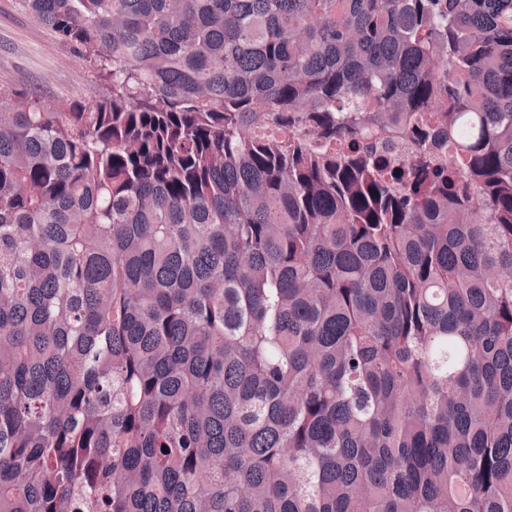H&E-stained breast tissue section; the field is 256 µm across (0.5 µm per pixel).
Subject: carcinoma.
Returning <instances> with one entry per match:
<instances>
[{
    "label": "carcinoma",
    "mask_w": 512,
    "mask_h": 512,
    "mask_svg": "<svg viewBox=\"0 0 512 512\" xmlns=\"http://www.w3.org/2000/svg\"><path fill=\"white\" fill-rule=\"evenodd\" d=\"M0 512H512V0H17ZM0 85L32 89L47 99L88 101L104 92L83 62L16 0H0Z\"/></svg>",
    "instance_id": "carcinoma-1"
}]
</instances>
